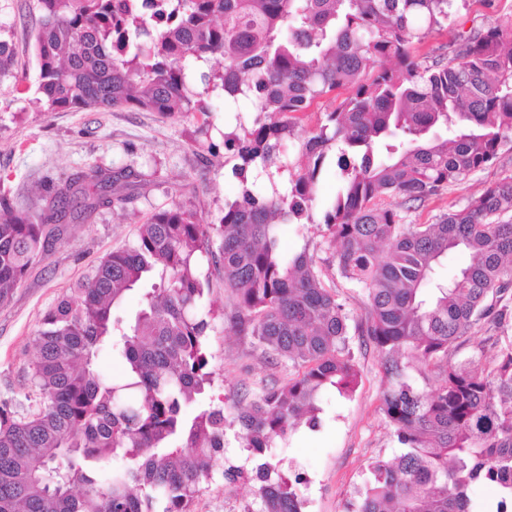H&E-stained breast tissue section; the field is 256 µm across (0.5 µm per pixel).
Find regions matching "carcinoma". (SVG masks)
Here are the masks:
<instances>
[{"label": "carcinoma", "mask_w": 512, "mask_h": 512, "mask_svg": "<svg viewBox=\"0 0 512 512\" xmlns=\"http://www.w3.org/2000/svg\"><path fill=\"white\" fill-rule=\"evenodd\" d=\"M452 2L35 0L39 112H207L204 95L219 87L226 112L251 101L243 136L226 138L241 168L269 177L296 114L347 96L303 141L284 192L242 182L217 227L219 253L197 210L174 203L45 315L31 374L39 411L22 415L0 400V512H193L235 424L256 462L250 480L262 512H302L301 479L269 448L302 425L318 430L323 394L351 392L359 369L331 266L284 252L278 225L311 221L333 150L340 183L323 224L340 276L368 296L359 336L381 354L380 407L403 448L370 463L350 512H476L475 485L496 490L495 512H512V176L433 224L406 223L408 212L494 164L512 138V20L459 39L448 54L416 55ZM212 57L224 65L195 83L191 66ZM387 59L396 68L380 65ZM6 79L26 76L0 39ZM398 136L400 147L391 143ZM88 179L113 186L107 203L125 201L121 177ZM77 193L84 214L100 204L70 182L52 187L48 215L0 194L1 303L61 239L57 220ZM453 250L469 263L441 281L435 269ZM203 254L222 268L239 332L297 369L239 401L231 421L211 395ZM132 293L140 309L129 321L115 310ZM481 330L495 331L492 358L455 362ZM104 350L123 360L121 378L99 366ZM418 364L427 391L411 382Z\"/></svg>", "instance_id": "carcinoma-1"}]
</instances>
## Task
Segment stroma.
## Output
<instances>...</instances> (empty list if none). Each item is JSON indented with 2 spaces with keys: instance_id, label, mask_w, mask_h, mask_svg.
I'll return each mask as SVG.
<instances>
[{
  "instance_id": "1",
  "label": "stroma",
  "mask_w": 512,
  "mask_h": 512,
  "mask_svg": "<svg viewBox=\"0 0 512 512\" xmlns=\"http://www.w3.org/2000/svg\"><path fill=\"white\" fill-rule=\"evenodd\" d=\"M511 18L512 0H496L492 12L478 0H456L444 27L428 36L423 49L449 48L457 35ZM37 19L34 0H0V37L12 42L17 66L26 75L20 85L0 84V192H8L16 205L35 202L43 207L49 187L90 171L113 175L131 170L135 176L124 188L128 197L124 206L104 203L86 218L67 220L62 239L31 268L12 298L0 303V400L21 405L32 393L36 333L44 316L73 283L113 250L132 244L140 224L174 202L192 203L204 223L216 225L243 180L258 181L267 193L283 189L288 182L287 165L299 158L301 138L324 124L329 110L328 99L322 98L301 115L298 136L285 148V167L271 180L257 177L252 170L240 171L235 150L225 145V134L236 128V113H248L251 103L243 99L237 112L225 111L224 93L219 89L210 92L208 111L171 117L131 108L38 112L31 104L38 73L33 50ZM509 176L512 141L503 146L493 165L470 173L426 202L409 220L432 223L436 215L464 206L483 188ZM338 178L336 165H329L310 223L280 225L285 250H305L319 261L330 257L323 213L326 200L336 192ZM200 264L210 280L204 303L211 311L212 395L229 416L238 400L260 395L265 386L286 383L294 369L286 361L270 363L251 337L235 333V308L221 271L208 259H201ZM349 347L360 371L353 392L341 396L327 391L319 430L303 427L272 443L271 452L284 473L304 478L300 486L303 512H346L348 503L365 488L369 463L401 452L379 409L381 357L374 348L362 346L356 335L350 338ZM230 466L247 472L254 466L241 439L232 432L193 512H260L262 503L252 485L224 480L222 473Z\"/></svg>"
}]
</instances>
